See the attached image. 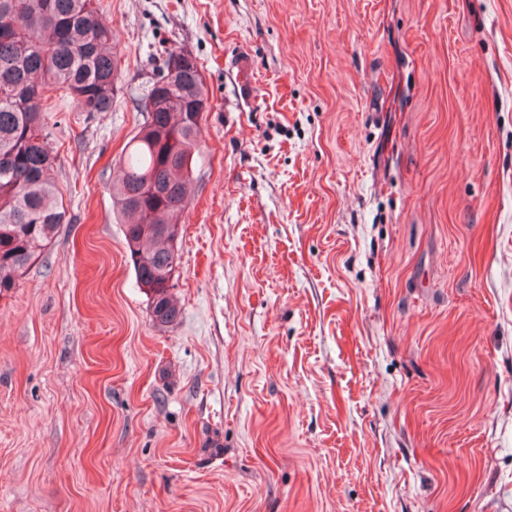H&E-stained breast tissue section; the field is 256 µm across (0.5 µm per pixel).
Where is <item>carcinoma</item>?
Returning <instances> with one entry per match:
<instances>
[{
    "label": "carcinoma",
    "instance_id": "carcinoma-1",
    "mask_svg": "<svg viewBox=\"0 0 512 512\" xmlns=\"http://www.w3.org/2000/svg\"><path fill=\"white\" fill-rule=\"evenodd\" d=\"M94 0H0V294L17 287L25 269L66 221L51 180L46 92L60 91L91 116L112 111L119 73L112 30ZM171 49L142 111L154 112L130 140L114 170L119 215L136 280L152 320L174 325L181 309L171 288L179 237L174 217L189 204L209 98L198 64L171 68Z\"/></svg>",
    "mask_w": 512,
    "mask_h": 512
}]
</instances>
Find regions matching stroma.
Here are the masks:
<instances>
[{"label":"stroma","mask_w":512,"mask_h":512,"mask_svg":"<svg viewBox=\"0 0 512 512\" xmlns=\"http://www.w3.org/2000/svg\"><path fill=\"white\" fill-rule=\"evenodd\" d=\"M68 221L0 295V512H512V0H95ZM209 92L162 328L112 169Z\"/></svg>","instance_id":"1"}]
</instances>
